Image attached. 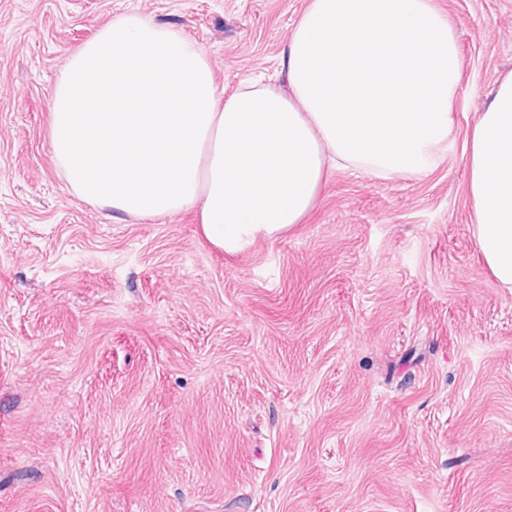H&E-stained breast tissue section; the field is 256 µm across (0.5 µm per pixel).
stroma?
<instances>
[{"label": "stroma", "instance_id": "obj_1", "mask_svg": "<svg viewBox=\"0 0 512 512\" xmlns=\"http://www.w3.org/2000/svg\"><path fill=\"white\" fill-rule=\"evenodd\" d=\"M306 3L0 0V512H512V291L465 150L512 0H439L463 81L436 167L336 171L239 252L56 165L52 91L116 18L181 29L233 87L275 76Z\"/></svg>", "mask_w": 512, "mask_h": 512}]
</instances>
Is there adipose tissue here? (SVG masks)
<instances>
[{
	"instance_id": "obj_1",
	"label": "adipose tissue",
	"mask_w": 512,
	"mask_h": 512,
	"mask_svg": "<svg viewBox=\"0 0 512 512\" xmlns=\"http://www.w3.org/2000/svg\"><path fill=\"white\" fill-rule=\"evenodd\" d=\"M287 90L219 86L181 30L112 21L69 60L51 143L73 191L139 220L196 210L216 248L302 223L337 169L420 175L448 149L462 82L438 0H308L281 52ZM478 250L512 290V75L470 137Z\"/></svg>"
}]
</instances>
